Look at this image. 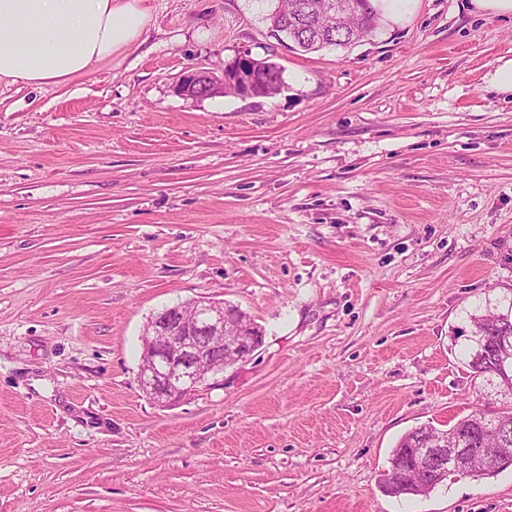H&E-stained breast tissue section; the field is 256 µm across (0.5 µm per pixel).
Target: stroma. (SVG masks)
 Returning a JSON list of instances; mask_svg holds the SVG:
<instances>
[{"mask_svg":"<svg viewBox=\"0 0 512 512\" xmlns=\"http://www.w3.org/2000/svg\"><path fill=\"white\" fill-rule=\"evenodd\" d=\"M140 41L59 85L0 81V512H512V467L394 497L400 437L485 402L476 307L512 282V18L413 10L345 48L263 0H148ZM268 97L175 93L241 53ZM238 306L263 342L162 408L164 308ZM252 70H256L263 77L252 87L255 93L270 96L276 94L284 86L282 68L266 59H252ZM501 63L489 75L490 88L501 94L512 95V59H500Z\"/></svg>","mask_w":512,"mask_h":512,"instance_id":"35a3bbf8","label":"stroma"}]
</instances>
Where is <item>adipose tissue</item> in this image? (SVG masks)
I'll use <instances>...</instances> for the list:
<instances>
[{"instance_id": "adipose-tissue-1", "label": "adipose tissue", "mask_w": 512, "mask_h": 512, "mask_svg": "<svg viewBox=\"0 0 512 512\" xmlns=\"http://www.w3.org/2000/svg\"><path fill=\"white\" fill-rule=\"evenodd\" d=\"M147 0H0V80L60 84L134 46Z\"/></svg>"}]
</instances>
